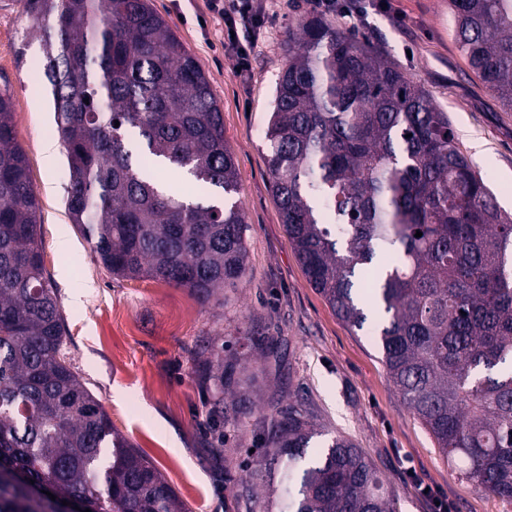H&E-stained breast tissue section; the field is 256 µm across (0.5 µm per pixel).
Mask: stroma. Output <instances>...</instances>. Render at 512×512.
Returning <instances> with one entry per match:
<instances>
[{
	"mask_svg": "<svg viewBox=\"0 0 512 512\" xmlns=\"http://www.w3.org/2000/svg\"><path fill=\"white\" fill-rule=\"evenodd\" d=\"M197 58L224 113V139L237 172L248 226L249 267L235 288L202 301L188 288L110 274L66 209V152L49 91L31 65L24 0H0V86L13 101L15 139L28 158L40 204L44 267L66 324L65 350L113 426L161 471L188 512H265L278 480L256 479L266 448L255 418L216 396L198 376L201 355L241 367V388L258 412L304 402L319 434L312 447L343 436L373 461L397 499V512H431L428 484L452 512H512L501 499L461 481L429 430L389 380L376 339L342 322L311 285L282 222L263 134L286 65L288 25L308 0H274L248 65L224 51V22L207 0H150ZM368 24L341 21L370 39L448 113L463 153L500 205L512 211V112L469 68L454 40L448 0H386ZM484 144L476 156L473 140ZM55 146L53 162L43 144ZM279 337L265 357L255 338Z\"/></svg>",
	"mask_w": 512,
	"mask_h": 512,
	"instance_id": "35a3bbf8",
	"label": "stroma"
}]
</instances>
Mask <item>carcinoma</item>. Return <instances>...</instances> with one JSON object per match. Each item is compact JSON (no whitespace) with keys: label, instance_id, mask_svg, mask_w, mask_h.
<instances>
[{"label":"carcinoma","instance_id":"1","mask_svg":"<svg viewBox=\"0 0 512 512\" xmlns=\"http://www.w3.org/2000/svg\"><path fill=\"white\" fill-rule=\"evenodd\" d=\"M448 9L468 65L512 112V0ZM25 12L66 146L67 210L99 262L205 300L237 287L247 225L224 113L197 59L149 0H25ZM285 44L264 139L305 272L343 322L379 339L395 389L460 475L512 500V215L448 113L368 39L309 13ZM37 211L0 90V512H58L68 498L91 512H187L64 352ZM198 371L254 414L223 358ZM315 434L302 408L266 424L284 512H396L361 449L336 437L310 453ZM43 484L55 499L35 494Z\"/></svg>","mask_w":512,"mask_h":512}]
</instances>
